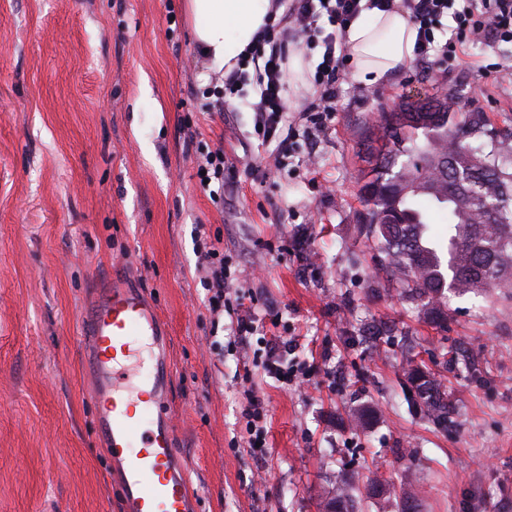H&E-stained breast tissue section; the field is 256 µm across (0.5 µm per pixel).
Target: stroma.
<instances>
[{
    "instance_id": "35a3bbf8",
    "label": "stroma",
    "mask_w": 512,
    "mask_h": 512,
    "mask_svg": "<svg viewBox=\"0 0 512 512\" xmlns=\"http://www.w3.org/2000/svg\"><path fill=\"white\" fill-rule=\"evenodd\" d=\"M495 62L512 64V43L475 44L459 67L347 76L321 127L289 91L278 168L252 88L203 113L215 77L182 0H0V512H120L74 334L115 270L169 324L177 449L200 512H322L354 475L395 488L357 489L356 512H400L408 471L420 512H512V291L448 295L436 328L378 269L359 200L367 128L399 102L448 93L512 132V81L478 74ZM209 147L224 150L220 205L196 177ZM200 225L224 245L228 298L252 299L248 347L215 344ZM372 323L393 335H361ZM265 337L303 388L265 374ZM409 356L441 377L448 424L418 406ZM248 389L268 409L262 458Z\"/></svg>"
}]
</instances>
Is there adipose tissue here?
Segmentation results:
<instances>
[{
  "label": "adipose tissue",
  "instance_id": "1",
  "mask_svg": "<svg viewBox=\"0 0 512 512\" xmlns=\"http://www.w3.org/2000/svg\"><path fill=\"white\" fill-rule=\"evenodd\" d=\"M183 9L212 73L230 71L269 16L283 13L273 0H186ZM416 35L402 9H363L344 40L356 78L375 83L400 71L414 56Z\"/></svg>",
  "mask_w": 512,
  "mask_h": 512
}]
</instances>
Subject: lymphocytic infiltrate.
I'll use <instances>...</instances> for the list:
<instances>
[{
    "instance_id": "f902f5d3",
    "label": "lymphocytic infiltrate",
    "mask_w": 512,
    "mask_h": 512,
    "mask_svg": "<svg viewBox=\"0 0 512 512\" xmlns=\"http://www.w3.org/2000/svg\"><path fill=\"white\" fill-rule=\"evenodd\" d=\"M370 5L384 11L399 8L407 14L417 30L414 55L420 61L458 63L469 44L512 43V0H370ZM361 10V0H289L285 14L259 32L246 62L225 76L222 87L214 88L217 101L226 102L239 95L244 86H255L259 98L250 105L254 131L262 141H279L291 128L286 99L289 54L294 50H317L321 60L313 75L315 98L307 109L318 113L320 120L330 119L336 110V83L349 61L347 54L337 52L336 47L343 44L349 24ZM446 17L452 18L455 25L445 43L440 44L435 33L441 30ZM323 20L331 28L324 37L319 34ZM197 237L202 244L209 310L216 316L228 315L230 336L235 342H246L254 332L253 318L250 308L241 302L232 303L224 293L230 277L224 250L209 241L205 230H198Z\"/></svg>"
}]
</instances>
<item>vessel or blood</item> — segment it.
<instances>
[{"label":"vessel or blood","mask_w":512,"mask_h":512,"mask_svg":"<svg viewBox=\"0 0 512 512\" xmlns=\"http://www.w3.org/2000/svg\"><path fill=\"white\" fill-rule=\"evenodd\" d=\"M77 332L96 407L95 438L112 461L121 512H197L198 497L176 452V420L167 408V321L140 289L115 276L81 309ZM140 336L154 349L145 391L130 387L123 371Z\"/></svg>","instance_id":"vessel-or-blood-1"}]
</instances>
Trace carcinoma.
Listing matches in <instances>:
<instances>
[{
	"label": "carcinoma",
	"mask_w": 512,
	"mask_h": 512,
	"mask_svg": "<svg viewBox=\"0 0 512 512\" xmlns=\"http://www.w3.org/2000/svg\"><path fill=\"white\" fill-rule=\"evenodd\" d=\"M364 183L367 236L381 266L430 322H448L445 292L492 295L512 288V146L488 123L473 119L445 94L401 103L369 127ZM429 417L448 420V395L421 367ZM330 501L354 512L349 485Z\"/></svg>",
	"instance_id": "1"
}]
</instances>
